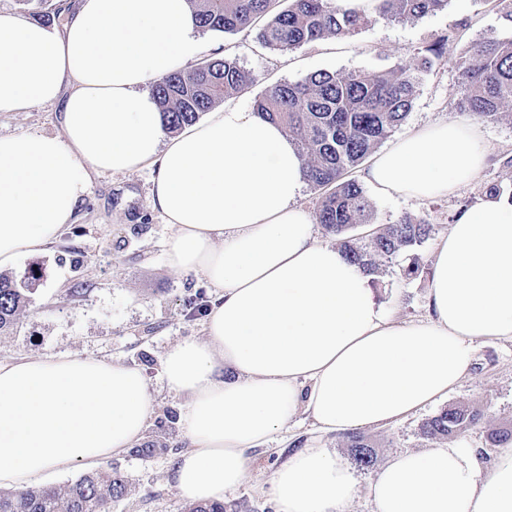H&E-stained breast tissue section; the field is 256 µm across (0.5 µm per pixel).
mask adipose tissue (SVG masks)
I'll list each match as a JSON object with an SVG mask.
<instances>
[{
	"mask_svg": "<svg viewBox=\"0 0 512 512\" xmlns=\"http://www.w3.org/2000/svg\"><path fill=\"white\" fill-rule=\"evenodd\" d=\"M197 31L187 0H78L59 25L0 15V112L63 104L58 132L0 134V269L57 242L91 174L154 166L168 261L216 294L203 337L162 361L184 400L174 481L207 503L238 488L250 450L298 413L326 433L400 421L453 391L480 342L512 340V201L457 216L435 250L426 317L393 321L369 276L316 239L298 203L303 161L281 126L227 106L167 136L143 87L184 69L202 49ZM485 157L477 125L451 119L378 152L365 178L384 195L450 197ZM152 411L141 370L115 360L0 361V488L134 447ZM269 492L277 512H343L355 480L309 446ZM368 495L373 512H512V448L488 464L454 443L400 452Z\"/></svg>",
	"mask_w": 512,
	"mask_h": 512,
	"instance_id": "1",
	"label": "adipose tissue"
}]
</instances>
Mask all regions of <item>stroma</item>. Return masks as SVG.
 Listing matches in <instances>:
<instances>
[{
    "label": "stroma",
    "instance_id": "stroma-1",
    "mask_svg": "<svg viewBox=\"0 0 512 512\" xmlns=\"http://www.w3.org/2000/svg\"><path fill=\"white\" fill-rule=\"evenodd\" d=\"M488 35L512 36V28L503 24L492 0H449L447 8L416 20L375 11L368 25L352 36L329 37L285 52L261 44L253 27L234 34L203 31L199 58L231 57L250 74L248 88L226 98L228 104L246 109L270 85L298 81L320 70L418 67L412 108L388 135L392 143L420 126L451 118L450 103L458 87L456 63L471 42ZM442 38L447 41L442 59L432 68L420 69L426 48ZM61 121L58 103L3 112L0 134L52 133L60 129ZM480 128L486 148L484 167L455 195L414 200L367 193L375 225L409 218L434 227L431 238L417 251L420 277L405 281L394 266L373 285L378 302L396 321L426 316L434 251L452 217L484 200L490 184L512 188V170L500 164L502 156H512V121H484ZM153 176L150 168L92 175L74 221L64 227L59 242L49 252L10 268V276L18 279L35 276V291L15 329L0 336L2 360L35 353L104 357L139 368L146 376L154 413L142 440L99 463L100 468L120 471L128 478L127 492L113 502L111 512H187L189 507L172 479L182 450L183 402L166 389L161 363L181 340L202 336L211 290L200 277L170 268L166 254L170 229L150 205ZM447 401L483 410L486 425L470 429L457 443L492 457L486 426H512V342H483L472 371ZM440 409L436 403L399 422L366 429L378 464L397 452L447 446V439L427 438L420 431L422 423ZM308 445L330 449L342 463L350 461L342 434L318 431L302 413L267 445L251 450L243 484L225 493V501L237 504L239 512H276L268 493L271 477Z\"/></svg>",
    "mask_w": 512,
    "mask_h": 512
}]
</instances>
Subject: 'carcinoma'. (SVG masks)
I'll list each match as a JSON object with an SVG mask.
<instances>
[{
  "label": "carcinoma",
  "instance_id": "cac0c4a2",
  "mask_svg": "<svg viewBox=\"0 0 512 512\" xmlns=\"http://www.w3.org/2000/svg\"><path fill=\"white\" fill-rule=\"evenodd\" d=\"M279 0H187L204 31L234 33L267 15L258 37L266 46L286 51L325 37L358 32L368 18L338 8L336 0H289L276 12ZM388 16L419 19L448 7L449 0H378ZM459 85L451 110L483 121L512 119V38L486 36L466 48L457 64ZM251 78L237 62L211 58L190 71H176L153 83V95L173 133L243 89ZM416 76L408 66L387 71H318L297 82L271 85L254 104L263 118L288 131L304 161L307 182L321 191L316 223L336 241L344 256L370 276L406 255L400 266L407 280L421 274L415 250L431 236L433 225L403 219L371 233L351 234L359 224L373 223V207L363 185L350 173L361 165L398 127L412 108ZM32 280L0 274V334L11 329L25 308ZM483 423V414L464 404L442 408L421 426L431 438H459ZM486 442L497 448L512 445V430L489 428ZM346 447L358 468L374 467L369 439L359 431L346 434ZM127 477L112 470H93L64 488L0 490V512H109L122 498Z\"/></svg>",
  "mask_w": 512,
  "mask_h": 512
}]
</instances>
